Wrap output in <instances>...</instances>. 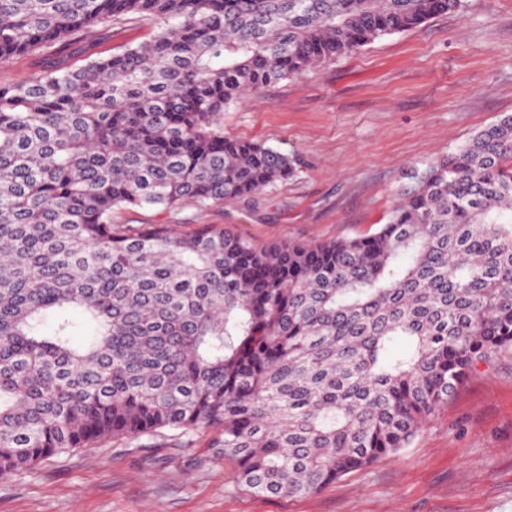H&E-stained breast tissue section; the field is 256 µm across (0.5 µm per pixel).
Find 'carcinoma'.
<instances>
[{
  "instance_id": "carcinoma-1",
  "label": "carcinoma",
  "mask_w": 512,
  "mask_h": 512,
  "mask_svg": "<svg viewBox=\"0 0 512 512\" xmlns=\"http://www.w3.org/2000/svg\"><path fill=\"white\" fill-rule=\"evenodd\" d=\"M464 7L0 0V63L35 65L0 85V474L205 431L238 485L310 495L409 447L512 350V115L416 171L370 235L257 247L112 223L287 179V154L224 136L226 106ZM126 19L157 26L108 57L82 44Z\"/></svg>"
}]
</instances>
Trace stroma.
Listing matches in <instances>:
<instances>
[{"mask_svg": "<svg viewBox=\"0 0 512 512\" xmlns=\"http://www.w3.org/2000/svg\"><path fill=\"white\" fill-rule=\"evenodd\" d=\"M512 114V0L383 37L228 105L225 136L293 159L288 179L224 204L128 207L116 224H200L266 246L316 245L386 223L412 169ZM109 440L0 475V512H512V351L475 372L410 447L320 492L256 496L210 445Z\"/></svg>", "mask_w": 512, "mask_h": 512, "instance_id": "35a3bbf8", "label": "stroma"}]
</instances>
